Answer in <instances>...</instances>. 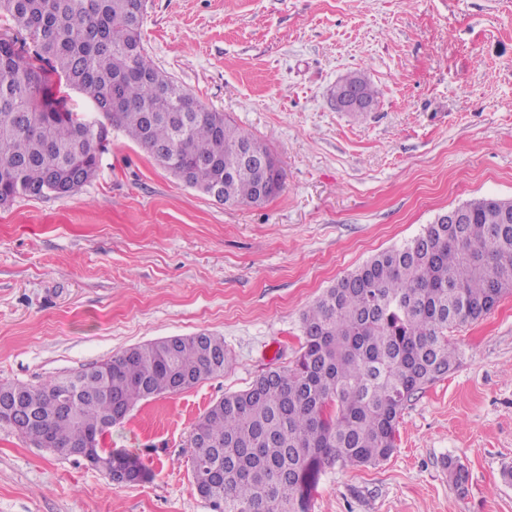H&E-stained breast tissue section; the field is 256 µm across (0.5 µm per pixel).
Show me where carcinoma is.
Segmentation results:
<instances>
[{
  "mask_svg": "<svg viewBox=\"0 0 512 512\" xmlns=\"http://www.w3.org/2000/svg\"><path fill=\"white\" fill-rule=\"evenodd\" d=\"M5 20L32 49L0 38V199L46 197L75 170L96 175L100 146L123 131L174 176L190 173L202 192L260 206V175L239 150L270 155L251 133L204 106L150 61L135 0H0ZM361 95L375 91L360 71L346 74ZM76 90L92 114L67 106ZM463 224H426L326 289L304 313L294 366L258 376L224 395L192 429L203 441L189 465L213 512H310L324 468L376 465L395 448L406 402L460 361L448 329L478 321L512 293V200L468 202ZM224 337H185L173 350L155 340L75 373L80 391L62 410L59 380L0 384L33 413L18 434L69 457L107 431L117 404L127 415L144 400L175 395L224 374ZM140 482L135 457L112 454ZM464 493L467 472L448 461Z\"/></svg>",
  "mask_w": 512,
  "mask_h": 512,
  "instance_id": "cac0c4a2",
  "label": "carcinoma"
}]
</instances>
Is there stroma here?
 <instances>
[{
  "label": "stroma",
  "mask_w": 512,
  "mask_h": 512,
  "mask_svg": "<svg viewBox=\"0 0 512 512\" xmlns=\"http://www.w3.org/2000/svg\"><path fill=\"white\" fill-rule=\"evenodd\" d=\"M142 37L156 66L269 146L285 186L226 204L115 130L77 192L0 208V383L201 331L229 357L104 435L148 471L138 484L0 425V512H211L187 464L207 408L292 367L303 313L338 279L441 212L512 198V0H147ZM355 70L374 104L336 111L331 90ZM448 336L461 360L407 403L391 456L325 469L311 512H512V295Z\"/></svg>",
  "instance_id": "1"
}]
</instances>
